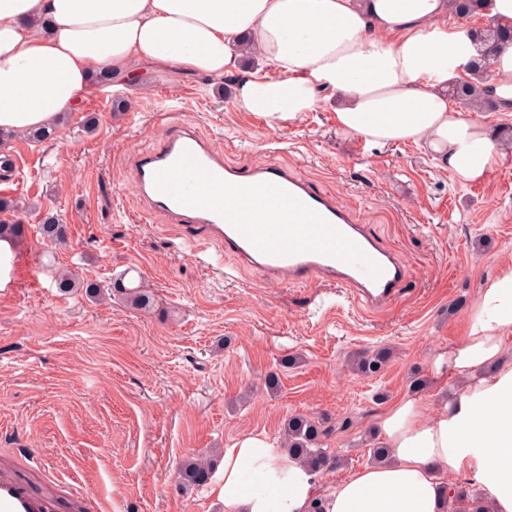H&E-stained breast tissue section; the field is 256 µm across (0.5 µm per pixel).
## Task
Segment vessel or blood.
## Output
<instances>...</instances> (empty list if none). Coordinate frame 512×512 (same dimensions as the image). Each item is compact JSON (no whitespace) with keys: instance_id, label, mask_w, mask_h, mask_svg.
Wrapping results in <instances>:
<instances>
[{"instance_id":"1","label":"vessel or blood","mask_w":512,"mask_h":512,"mask_svg":"<svg viewBox=\"0 0 512 512\" xmlns=\"http://www.w3.org/2000/svg\"><path fill=\"white\" fill-rule=\"evenodd\" d=\"M167 134L157 146L132 155L130 167L148 214L181 225L195 251L218 246L267 278L328 284L349 291L368 313L384 311L400 295L407 270L334 195L279 163H229L211 140L190 126L156 116ZM263 207L252 221L225 207V197ZM86 500L38 492L11 471L0 472V512H81Z\"/></svg>"}]
</instances>
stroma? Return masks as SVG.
<instances>
[{
  "instance_id": "1",
  "label": "stroma",
  "mask_w": 512,
  "mask_h": 512,
  "mask_svg": "<svg viewBox=\"0 0 512 512\" xmlns=\"http://www.w3.org/2000/svg\"><path fill=\"white\" fill-rule=\"evenodd\" d=\"M248 71L206 79L143 63L113 78L118 97L96 92L66 112L52 140L10 144L21 180L0 181V197L21 202L30 230L12 247L23 259L16 285L0 295V454L21 473H48L61 497L89 490L106 512H224L210 487L180 488L184 461L248 434L280 439L296 414L335 426L327 446L344 462L319 480L344 478L368 464L366 446L396 400L433 403L451 390L435 361L462 339L481 281L512 266V156L463 185L414 143L374 146L341 131L332 98L299 121L239 111ZM160 111L228 161H276L334 193L406 264L399 300L365 314L342 289L271 282L214 249L197 259L177 225L140 222L127 158L164 136ZM89 112L99 115L93 134L82 124ZM48 212L68 227L65 247L36 230ZM56 267L144 284L154 306L60 293ZM379 346L393 350L379 373L348 368L349 356Z\"/></svg>"
}]
</instances>
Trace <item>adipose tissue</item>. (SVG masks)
I'll list each match as a JSON object with an SVG mask.
<instances>
[{"instance_id":"obj_1","label":"adipose tissue","mask_w":512,"mask_h":512,"mask_svg":"<svg viewBox=\"0 0 512 512\" xmlns=\"http://www.w3.org/2000/svg\"><path fill=\"white\" fill-rule=\"evenodd\" d=\"M448 0H0V129L49 127L92 77L158 62L222 77L256 61L239 109L296 120L336 97L342 130L374 145H422L463 182L485 178L512 142L494 140L448 97L476 55L449 29ZM512 267L486 277L461 341L438 362L454 387L435 407L409 396L382 415L386 461L320 491L264 435L225 449L212 484L224 512H444L445 473L468 469L487 512H512Z\"/></svg>"}]
</instances>
